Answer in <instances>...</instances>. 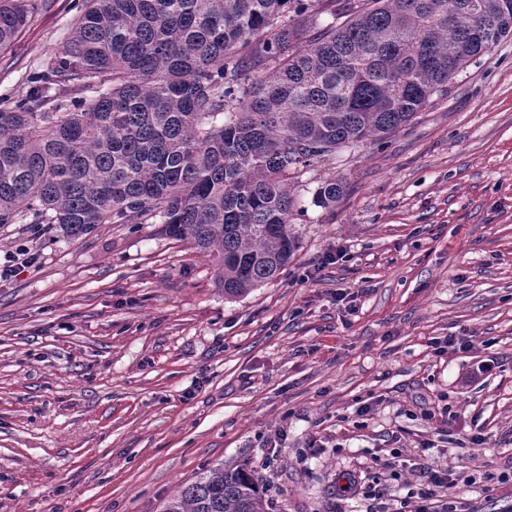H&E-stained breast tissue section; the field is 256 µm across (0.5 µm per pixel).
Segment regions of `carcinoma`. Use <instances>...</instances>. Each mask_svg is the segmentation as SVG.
Wrapping results in <instances>:
<instances>
[{"label": "carcinoma", "mask_w": 512, "mask_h": 512, "mask_svg": "<svg viewBox=\"0 0 512 512\" xmlns=\"http://www.w3.org/2000/svg\"><path fill=\"white\" fill-rule=\"evenodd\" d=\"M87 0L72 35L0 110V226L78 239L161 224L217 267L224 297L299 248L300 170L383 143L512 34V0ZM0 0V51L28 21ZM270 69L252 74L253 63ZM329 176L316 201L344 193ZM165 512H268L245 467L215 466Z\"/></svg>", "instance_id": "cac0c4a2"}]
</instances>
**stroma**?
<instances>
[{
	"mask_svg": "<svg viewBox=\"0 0 512 512\" xmlns=\"http://www.w3.org/2000/svg\"><path fill=\"white\" fill-rule=\"evenodd\" d=\"M82 12L29 0L0 100L25 97ZM293 193L298 251L237 299L156 224L0 227V263L40 256L0 282V512H164L220 463L252 470L271 512H400L426 462L489 475L459 483V512H512L495 480L512 468V36ZM451 335L473 348L437 351ZM345 185L335 176L325 177L316 190V201L319 206L329 209L344 193Z\"/></svg>",
	"mask_w": 512,
	"mask_h": 512,
	"instance_id": "35a3bbf8",
	"label": "stroma"
}]
</instances>
